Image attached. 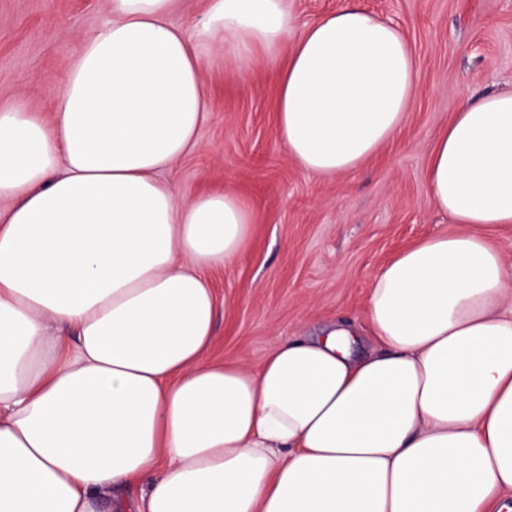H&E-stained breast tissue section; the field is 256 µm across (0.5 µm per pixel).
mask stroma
Segmentation results:
<instances>
[{"label": "stroma", "instance_id": "35a3bbf8", "mask_svg": "<svg viewBox=\"0 0 512 512\" xmlns=\"http://www.w3.org/2000/svg\"><path fill=\"white\" fill-rule=\"evenodd\" d=\"M348 4L403 28L417 81L401 130L350 173L312 174L291 159L262 52L204 71L210 120L167 177L186 199L233 189L255 215L242 257L207 273L218 299L213 360L254 365L275 344L341 318L366 331L373 275L451 223L427 188L438 135L466 96L512 86V0H289L300 29ZM108 7L0 0V107L52 115L79 37Z\"/></svg>", "mask_w": 512, "mask_h": 512}]
</instances>
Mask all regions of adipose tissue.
Wrapping results in <instances>:
<instances>
[{"label": "adipose tissue", "instance_id": "1", "mask_svg": "<svg viewBox=\"0 0 512 512\" xmlns=\"http://www.w3.org/2000/svg\"><path fill=\"white\" fill-rule=\"evenodd\" d=\"M109 0L52 121L0 109V512H512V88L465 99L428 168L448 232L373 277L374 343L336 321L247 367L207 357L206 270L255 222L233 190L182 200L205 65L263 50L305 171L357 169L417 93L404 32L353 5L293 35L288 0ZM142 483L137 498L127 487ZM205 7V0H181L172 15V22L184 31L191 32L202 19Z\"/></svg>", "mask_w": 512, "mask_h": 512}]
</instances>
